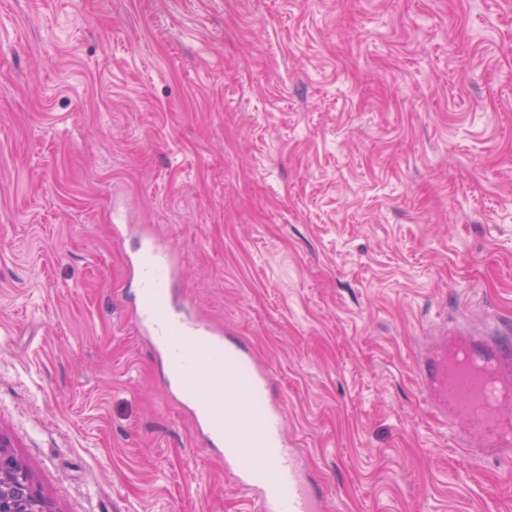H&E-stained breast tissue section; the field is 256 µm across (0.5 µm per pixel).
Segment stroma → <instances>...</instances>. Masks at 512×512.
<instances>
[{"instance_id": "obj_1", "label": "stroma", "mask_w": 512, "mask_h": 512, "mask_svg": "<svg viewBox=\"0 0 512 512\" xmlns=\"http://www.w3.org/2000/svg\"><path fill=\"white\" fill-rule=\"evenodd\" d=\"M141 228L340 512H512L414 375L512 320V0H0V433L53 512H251L139 332Z\"/></svg>"}]
</instances>
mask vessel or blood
Listing matches in <instances>:
<instances>
[{
  "instance_id": "1",
  "label": "vessel or blood",
  "mask_w": 512,
  "mask_h": 512,
  "mask_svg": "<svg viewBox=\"0 0 512 512\" xmlns=\"http://www.w3.org/2000/svg\"><path fill=\"white\" fill-rule=\"evenodd\" d=\"M128 265L140 298L137 324L167 363V388L223 449L226 470L252 494L256 512H329L306 449L289 435L282 403L269 397L270 371L174 294V247L140 234ZM433 333L414 373L438 424L454 427L470 455L511 461L512 322L473 335L445 326Z\"/></svg>"
}]
</instances>
